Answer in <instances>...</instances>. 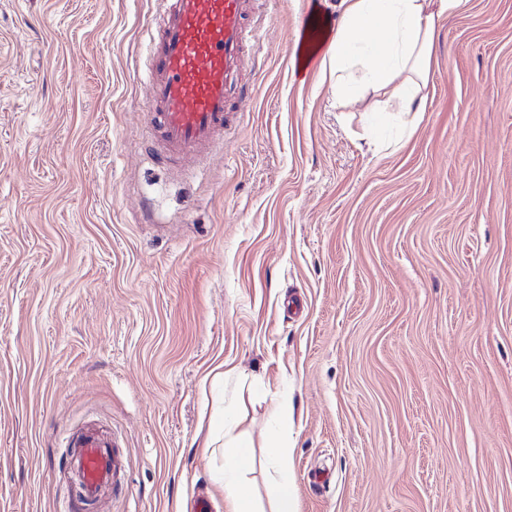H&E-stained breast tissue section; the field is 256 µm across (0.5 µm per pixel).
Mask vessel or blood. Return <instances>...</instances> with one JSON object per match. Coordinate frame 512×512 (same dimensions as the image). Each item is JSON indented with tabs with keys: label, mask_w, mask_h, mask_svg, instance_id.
<instances>
[{
	"label": "vessel or blood",
	"mask_w": 512,
	"mask_h": 512,
	"mask_svg": "<svg viewBox=\"0 0 512 512\" xmlns=\"http://www.w3.org/2000/svg\"><path fill=\"white\" fill-rule=\"evenodd\" d=\"M290 55L291 75H311L330 35L317 0H307ZM253 0H167L156 35L149 38L147 128L169 166L182 168L222 140L237 116L233 100L246 46L257 33L248 26ZM70 463L85 498L95 499L121 466L118 450L96 432L73 443Z\"/></svg>",
	"instance_id": "vessel-or-blood-1"
}]
</instances>
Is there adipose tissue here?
<instances>
[{
  "label": "adipose tissue",
  "mask_w": 512,
  "mask_h": 512,
  "mask_svg": "<svg viewBox=\"0 0 512 512\" xmlns=\"http://www.w3.org/2000/svg\"><path fill=\"white\" fill-rule=\"evenodd\" d=\"M467 0H340V20L328 48V90L337 100L373 88L396 100L402 111H424L428 75L440 22L461 10ZM265 441L270 474L267 495L273 512H295L293 482L288 470V438L293 431L287 406L272 417ZM224 467L217 481L224 488L230 512H259L245 472L253 463V443L239 432L237 415L224 416Z\"/></svg>",
  "instance_id": "1"
}]
</instances>
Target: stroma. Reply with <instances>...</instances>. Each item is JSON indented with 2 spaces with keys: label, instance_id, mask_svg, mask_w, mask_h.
<instances>
[{
  "label": "stroma",
  "instance_id": "stroma-1",
  "mask_svg": "<svg viewBox=\"0 0 512 512\" xmlns=\"http://www.w3.org/2000/svg\"><path fill=\"white\" fill-rule=\"evenodd\" d=\"M161 0H0V512H228L206 448L295 419L296 512H512V0L435 37L422 117L289 68L255 0L238 122L174 175L146 137ZM387 122L374 133L367 115ZM72 446L77 449L70 455V465L82 494L87 499H96L120 469L119 451L97 432L77 437Z\"/></svg>",
  "mask_w": 512,
  "mask_h": 512
}]
</instances>
